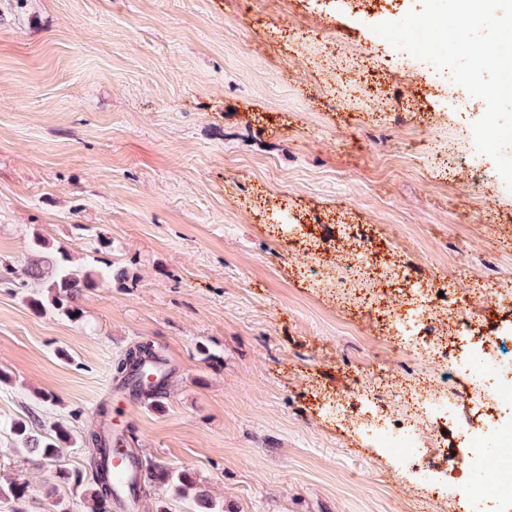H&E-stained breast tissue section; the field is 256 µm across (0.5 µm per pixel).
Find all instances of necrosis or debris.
<instances>
[{
    "instance_id": "4bbe7bcc",
    "label": "necrosis or debris",
    "mask_w": 512,
    "mask_h": 512,
    "mask_svg": "<svg viewBox=\"0 0 512 512\" xmlns=\"http://www.w3.org/2000/svg\"><path fill=\"white\" fill-rule=\"evenodd\" d=\"M447 289L443 278L413 286L405 313L392 324L395 351L426 357L433 366L431 372L403 383V414L367 406L366 382L358 377L352 396L365 408L357 418L380 447L401 461L420 457L428 448L446 449L444 430L452 428L465 451L450 486H462L475 472L492 473L493 480L483 494L486 512H512V322L504 320L499 310V288L474 291L473 301L482 303L487 312L478 326L471 324L463 307L450 306ZM436 309L449 312L455 332L477 340L480 346V355L467 369L472 387L462 393L463 399L481 409L479 418L462 415L459 403L448 398V384L459 365L434 328L432 312ZM491 440L502 447V454L487 453Z\"/></svg>"
}]
</instances>
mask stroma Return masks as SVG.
I'll list each match as a JSON object with an SVG mask.
<instances>
[{"instance_id": "1", "label": "stroma", "mask_w": 512, "mask_h": 512, "mask_svg": "<svg viewBox=\"0 0 512 512\" xmlns=\"http://www.w3.org/2000/svg\"><path fill=\"white\" fill-rule=\"evenodd\" d=\"M385 20L350 0H0V269L38 236L127 272L75 319L0 283V423L78 437L107 404L215 512H459L418 486L455 453L390 460L322 398L427 365L369 318L374 281L298 225L362 226L421 283L512 289V190L490 159L465 192L449 157L477 149L447 74ZM143 342L168 374L152 399L111 372ZM94 453L50 463L0 432V483L26 486L0 512H91L71 475Z\"/></svg>"}]
</instances>
